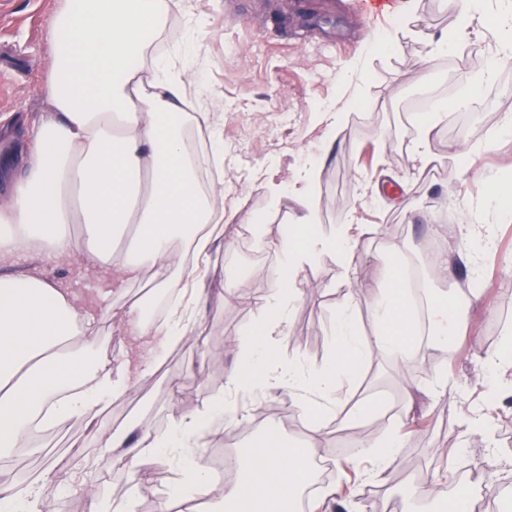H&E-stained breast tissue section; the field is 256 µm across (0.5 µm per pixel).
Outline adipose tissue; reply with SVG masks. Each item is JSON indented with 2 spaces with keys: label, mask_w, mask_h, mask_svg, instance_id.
<instances>
[{
  "label": "adipose tissue",
  "mask_w": 512,
  "mask_h": 512,
  "mask_svg": "<svg viewBox=\"0 0 512 512\" xmlns=\"http://www.w3.org/2000/svg\"><path fill=\"white\" fill-rule=\"evenodd\" d=\"M458 4L455 41L438 40L432 53L445 54L458 41L482 52L480 35L490 31L496 47L475 82L483 90L494 89L502 62L512 60V0ZM173 11L190 28L202 27L190 0H63L50 21L54 65L44 83L48 113L32 126L22 175H15L10 158H0V174L11 184L8 201L0 204V458L24 447L35 432L65 420L94 419L153 375L166 349L187 339L191 321L183 306L159 321L150 316L148 301L132 302L122 314L126 356L115 365L91 355L97 319L70 289L43 274L12 270V262H69L77 254L73 227L79 224L87 236L84 264L119 287L138 282L149 267L174 268L180 277H189L194 269L174 250V241L209 251L216 229L237 218L221 203L223 181L213 179L205 193L196 183L197 172L224 160L217 100L188 101L186 88L197 85L196 73L150 56ZM189 119L210 141L204 152L189 149ZM321 171L318 159L300 171L296 196L304 213L296 223L273 228L255 216L247 218L261 242L277 251L280 271L258 303L255 320L234 339L241 360L227 375L225 393L200 414L173 420L167 431L142 432L131 419L113 427L103 442L122 448L135 432L139 438L128 446L135 456L174 461L172 495L184 512H197L204 496L217 506L237 504L241 512H254L261 504L289 512L290 496L309 476L306 450L267 435L261 457L240 465L234 485L215 489L197 450L212 435L217 414L231 410L239 393L284 390L304 407L312 432L321 434L343 382L373 352L395 356L411 340L412 314L396 277L378 287L372 307L377 329L370 340L356 336L357 304L349 295L336 315L330 354L320 368L308 369L300 356L278 353L301 269L331 252L343 271H350L364 231L352 219L332 234L320 231L314 188ZM481 364L493 394L469 407L461 420L467 431L483 436L495 456L499 450L489 413L494 395L512 393V379L504 375L512 368V336L502 337ZM403 444L394 432L360 440V453L374 461L368 481L383 480ZM49 496L44 480L21 487L1 483L0 512H48Z\"/></svg>",
  "instance_id": "obj_1"
}]
</instances>
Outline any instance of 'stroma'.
<instances>
[{"instance_id":"stroma-1","label":"stroma","mask_w":512,"mask_h":512,"mask_svg":"<svg viewBox=\"0 0 512 512\" xmlns=\"http://www.w3.org/2000/svg\"><path fill=\"white\" fill-rule=\"evenodd\" d=\"M62 0H0V155L22 157L32 122L44 114L42 86L52 65L49 22ZM297 0H193L204 19L199 33L188 35L185 21L171 16L176 36L163 47L175 65H189L198 80L224 101L219 128L224 137L225 210L239 212V222L225 225L212 251L196 259L208 301L195 312L191 339L168 352L159 370L133 387L90 422L64 421L42 434L40 452L14 461L0 458V480L51 476L55 512H110L113 502L128 496L129 470H146L152 490L136 501V512H157L171 499L174 473L166 458L139 461L99 459L100 439L129 419L153 431L192 414L225 387L236 364L232 343L256 312L255 302L271 288L279 273V256L266 246L251 248L244 218L267 214L270 223L292 224L300 215L295 196L270 209L267 184H281L313 158L325 157L315 188L317 222L322 232L356 217L369 234L354 261L357 325L360 336L374 333L371 305L390 263L413 264L430 294L462 300L479 278L481 303L472 305L456 329L451 350L433 351L418 340L409 357L395 359L373 353L359 374L346 383L342 400L329 420V431L312 436L310 423L287 392L243 397L244 409L217 418V435L209 447L225 457L247 459L267 427H277L288 442L311 440V460L327 462L325 484L335 485L338 503L332 512H441L442 500H424L415 487L435 483L453 490L459 481L457 449H465L471 466L491 457L478 435L465 433L461 414L485 398L489 382L480 359L512 332V223L491 228L492 251L477 269L449 256L447 280L431 278L432 254L427 246L454 241L465 221L463 208H479L495 182L512 184V136L494 137L501 101L490 93L475 98L470 128L457 127L456 97L470 93L481 69L465 45L435 57L430 42L452 31L454 0H401L395 17L367 19L347 7L348 0H306L307 12L294 11ZM393 33L387 49L374 50L375 37ZM365 81L366 99L348 112L347 125L332 150L318 135L319 113L332 110L347 96L343 73ZM431 100L442 115L429 144L430 161L421 165L411 155L419 135L418 102ZM482 142L469 168L460 167L454 149ZM378 192V200H360L359 182ZM403 193L409 209L388 205ZM39 271L62 282L80 301L92 303L98 281L80 262L39 264ZM142 280L114 295L108 309L97 310L100 354L121 361L125 338L121 313L125 304L149 291ZM299 297L289 317L288 333L278 350L300 356L306 366L326 359L336 328V314L348 292L335 255L326 254L305 266L297 279ZM446 377L449 394L436 396L432 384ZM363 409L360 427L349 415ZM392 430L406 440L395 465L379 485L366 482L369 459L353 447L356 435L373 438ZM93 486V496L73 494L76 475Z\"/></svg>"}]
</instances>
